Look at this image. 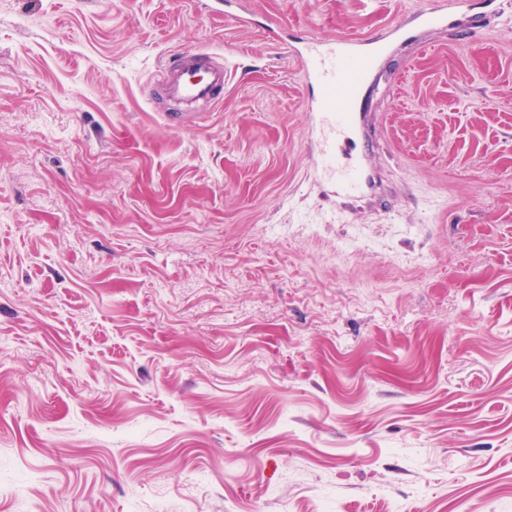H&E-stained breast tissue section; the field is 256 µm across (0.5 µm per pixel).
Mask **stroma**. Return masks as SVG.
<instances>
[{
	"instance_id": "35a3bbf8",
	"label": "stroma",
	"mask_w": 512,
	"mask_h": 512,
	"mask_svg": "<svg viewBox=\"0 0 512 512\" xmlns=\"http://www.w3.org/2000/svg\"><path fill=\"white\" fill-rule=\"evenodd\" d=\"M428 3L0 0V512H512V0ZM306 37L387 42L353 197ZM159 90L178 104H212L224 95V63L204 50L172 53L162 64Z\"/></svg>"
}]
</instances>
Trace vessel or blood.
I'll return each instance as SVG.
<instances>
[{"label": "vessel or blood", "instance_id": "1", "mask_svg": "<svg viewBox=\"0 0 512 512\" xmlns=\"http://www.w3.org/2000/svg\"><path fill=\"white\" fill-rule=\"evenodd\" d=\"M371 46L368 40L311 37L298 50L311 90L322 171L339 196L355 195L364 180L360 168L344 163L343 152L353 139L360 91L375 64ZM159 90L178 104L213 103L224 94V64L209 51L174 52L161 67Z\"/></svg>", "mask_w": 512, "mask_h": 512}]
</instances>
